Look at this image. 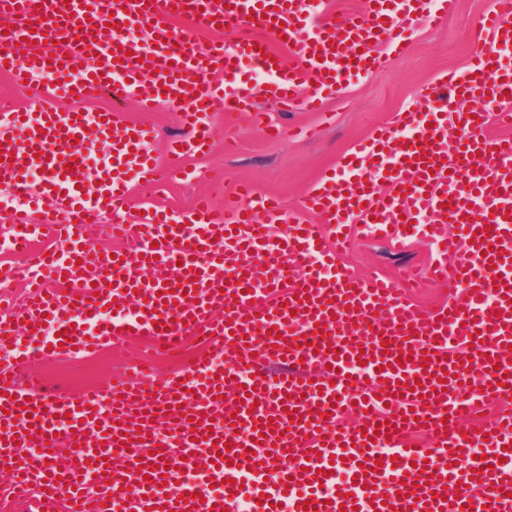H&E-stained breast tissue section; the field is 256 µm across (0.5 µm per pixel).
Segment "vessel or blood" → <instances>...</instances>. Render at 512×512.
<instances>
[{
    "instance_id": "vessel-or-blood-1",
    "label": "vessel or blood",
    "mask_w": 512,
    "mask_h": 512,
    "mask_svg": "<svg viewBox=\"0 0 512 512\" xmlns=\"http://www.w3.org/2000/svg\"><path fill=\"white\" fill-rule=\"evenodd\" d=\"M451 4L366 0L338 18L314 13L310 0H0V14L19 19L0 41V72L18 84L50 77L53 101L34 113L0 110V185L29 208L55 205L38 224L29 209L11 214V247L53 246L28 269L16 316H0V347L29 333L50 343L0 364V498L28 497V512H239L245 500L251 512H280L288 498L292 512H512V414L470 419L512 395V137L484 133L491 118L512 127L503 108L512 0H491L481 21L491 42L465 74L444 75L426 110L395 113L308 191L303 208L320 223L297 220L273 237L278 201L243 183L237 205L146 209L134 249L111 253L81 234L86 221L125 208L128 173L147 190L176 173L142 152L151 130L118 138L117 112L87 110L100 92L149 111L170 91L190 132L168 144L180 158L208 147L216 103L318 109L372 71L380 47L399 48L410 23L441 18ZM220 25L226 40L200 51L196 34ZM277 42L283 52L272 51ZM246 63L268 81H241ZM216 70L223 83L211 80ZM452 122L461 131L453 145ZM108 137L113 161L92 193L89 158ZM34 164L47 174L37 193L27 181ZM381 179L388 193H378ZM355 217L394 246L422 226L436 256L422 274L350 273L337 255ZM157 267L164 277H144ZM48 275L60 288L46 290ZM428 283L452 299L430 311L413 304L409 292ZM106 307L113 318L96 322ZM128 334L167 351L193 335L203 348L181 374L158 379L147 367L52 400L20 378L49 346L80 355ZM259 358L280 372L263 377ZM350 410L366 429L337 426ZM58 432L70 447L62 466L52 456ZM414 434L428 446H412ZM483 446L488 455L474 458ZM182 467L218 491L197 499L196 484L175 479ZM89 471L100 476L92 499Z\"/></svg>"
}]
</instances>
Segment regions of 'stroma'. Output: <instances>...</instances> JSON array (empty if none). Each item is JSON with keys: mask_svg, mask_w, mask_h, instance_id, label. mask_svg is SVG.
<instances>
[{"mask_svg": "<svg viewBox=\"0 0 512 512\" xmlns=\"http://www.w3.org/2000/svg\"><path fill=\"white\" fill-rule=\"evenodd\" d=\"M490 0H455L448 15L440 20L413 24L402 49L383 50L381 65L373 73L352 81L336 97L324 100L315 112H282L271 103L262 104L267 122L280 125L279 137H267L263 126L253 124L249 113L228 112L216 106L210 112L213 146L204 155L184 157L182 180L151 197L131 190V209L117 215V222L134 223L139 210L183 209L200 196L211 197L216 205L236 203L235 186L248 181L265 194L278 197L283 214L303 205L310 188L331 173L341 156L354 143L386 124L392 113L424 103L425 91L442 74L465 72L472 57L489 40L480 24ZM47 76H34L28 87L17 88L10 77L0 73V101L29 111L46 103ZM123 123L152 128L156 136L144 149L159 164H169L165 141L183 137L188 129L180 111L169 104L149 112L127 103L121 112ZM352 243L341 256V264L354 273L375 270L392 274L403 267L423 268L431 259L429 244L421 240L395 248L381 237L369 235L363 224L350 228ZM198 342L187 338L177 355L151 350L144 338L128 337L112 349L81 357L56 355L36 362L27 377L44 380L48 387L77 390L103 388L113 379L128 374L131 366L151 360L157 376L175 372L195 355Z\"/></svg>", "mask_w": 512, "mask_h": 512, "instance_id": "1", "label": "stroma"}]
</instances>
